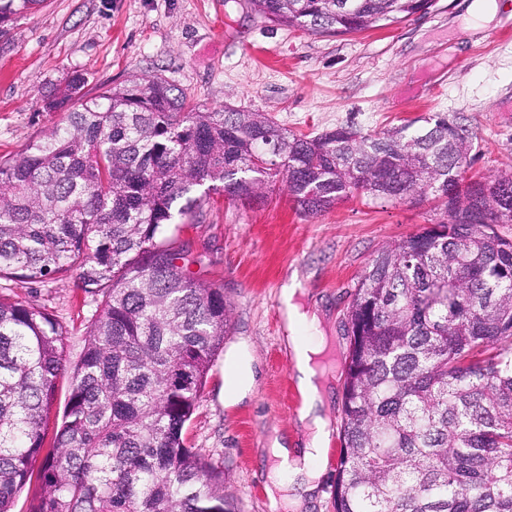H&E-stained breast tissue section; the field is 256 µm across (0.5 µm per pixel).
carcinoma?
I'll return each mask as SVG.
<instances>
[{"instance_id": "obj_1", "label": "carcinoma", "mask_w": 512, "mask_h": 512, "mask_svg": "<svg viewBox=\"0 0 512 512\" xmlns=\"http://www.w3.org/2000/svg\"><path fill=\"white\" fill-rule=\"evenodd\" d=\"M0 0V25L28 9ZM432 0H250L316 34L396 23ZM85 78L43 97L61 122L0 160V278L76 276L99 298L56 444L41 456L65 331L0 295V512H232L183 429L230 332L222 288L186 269L172 226L209 182L265 201L280 178L308 215L355 196L431 197L446 220L380 248L347 309L334 512H512V174L466 180V129L445 113L378 133L290 134L263 112L197 111L135 76L79 108ZM38 470H33L38 457Z\"/></svg>"}]
</instances>
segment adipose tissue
<instances>
[{
    "instance_id": "ef3b65f1",
    "label": "adipose tissue",
    "mask_w": 512,
    "mask_h": 512,
    "mask_svg": "<svg viewBox=\"0 0 512 512\" xmlns=\"http://www.w3.org/2000/svg\"><path fill=\"white\" fill-rule=\"evenodd\" d=\"M296 283L281 290L286 326L291 339L295 378L304 398L299 420L308 431L303 448L291 450L282 438H274L266 450L271 461L266 487L273 512H300L304 504L314 501L321 488L323 470L320 459L330 434L329 421L323 413L324 394L320 380L325 373L322 362L329 348L327 336L310 338L297 336V329L317 324L316 315L304 312L296 304Z\"/></svg>"
}]
</instances>
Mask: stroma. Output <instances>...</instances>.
Listing matches in <instances>:
<instances>
[{"label":"stroma","instance_id":"35a3bbf8","mask_svg":"<svg viewBox=\"0 0 512 512\" xmlns=\"http://www.w3.org/2000/svg\"><path fill=\"white\" fill-rule=\"evenodd\" d=\"M470 0H433L428 10L363 32L312 34L261 19L249 0H45L0 26V159L24 149L61 120L42 96L75 74L84 97L135 76L160 75L184 89L200 111L227 106L262 112L296 134L352 125L373 133L435 112L448 114L472 143L467 174L512 173V0L488 29L465 30ZM431 200L417 205L351 199L304 214L284 186L260 204L210 192L199 217L179 225L190 241L191 270L224 290L231 330L186 424V447L224 474L235 512H272L265 492L272 436L302 447L297 388L280 291L297 282L306 308L330 339L326 382L329 437L338 440L346 310L376 251L442 221ZM0 293L47 310L65 328L76 363L97 304L76 279L0 280ZM246 350L254 378L236 404L223 392L235 353Z\"/></svg>","mask_w":512,"mask_h":512}]
</instances>
